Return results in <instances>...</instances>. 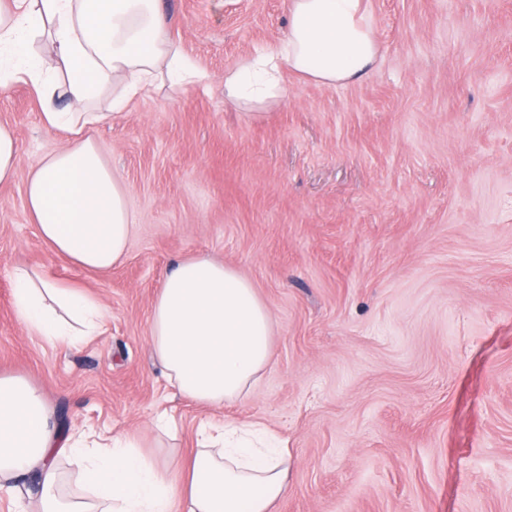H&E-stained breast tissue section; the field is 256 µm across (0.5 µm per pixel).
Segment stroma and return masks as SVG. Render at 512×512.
<instances>
[{
  "mask_svg": "<svg viewBox=\"0 0 512 512\" xmlns=\"http://www.w3.org/2000/svg\"><path fill=\"white\" fill-rule=\"evenodd\" d=\"M168 36L208 79L156 82L96 132L127 188L124 261L100 273L55 255L25 200L34 163L65 146L30 85L0 93L20 145L0 185V373L37 383L64 429L177 433L257 423L288 446L274 512H512V0H370L380 53L365 80L285 74L254 120L224 73L273 44L287 0H164ZM207 254L252 281L274 319L251 395L183 399L149 342L180 259ZM26 269L104 309L80 348L51 349L12 304Z\"/></svg>",
  "mask_w": 512,
  "mask_h": 512,
  "instance_id": "obj_1",
  "label": "stroma"
}]
</instances>
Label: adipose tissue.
I'll return each mask as SVG.
<instances>
[{
  "label": "adipose tissue",
  "instance_id": "obj_1",
  "mask_svg": "<svg viewBox=\"0 0 512 512\" xmlns=\"http://www.w3.org/2000/svg\"><path fill=\"white\" fill-rule=\"evenodd\" d=\"M159 0H0V90L29 82L47 128L75 141L33 166L26 204L39 238L79 267L104 272L128 252L126 192L95 138L115 111L165 78L181 90L201 83L166 36ZM48 34L52 56L32 46ZM379 55L366 0H288V32L224 75L236 106H263L288 93L284 72L325 85L366 78ZM111 92L109 111L92 103ZM66 99V109L55 99ZM18 320L51 347L76 348L98 333L103 309L81 289L40 274L15 276ZM273 319L253 283L205 254L178 261L152 304L150 345L168 381L204 406L247 398L272 360ZM63 432L44 391L0 373V479L32 473L42 485L33 512H271L288 488V451L257 424L227 421L198 430L185 466H171L135 432L88 450ZM76 455L90 495L60 502L61 457Z\"/></svg>",
  "mask_w": 512,
  "mask_h": 512
}]
</instances>
